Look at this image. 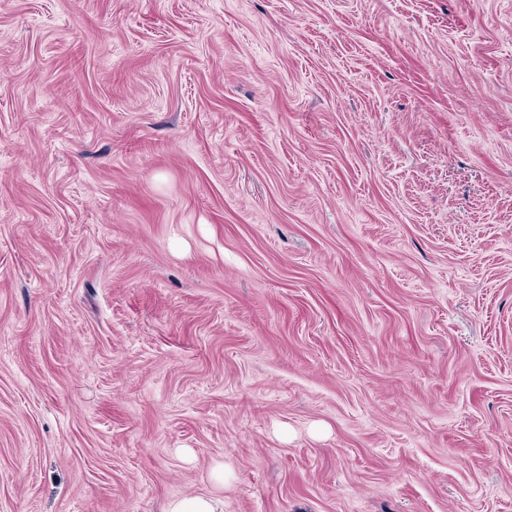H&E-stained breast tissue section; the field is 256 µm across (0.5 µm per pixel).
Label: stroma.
Here are the masks:
<instances>
[{
	"label": "stroma",
	"instance_id": "35a3bbf8",
	"mask_svg": "<svg viewBox=\"0 0 512 512\" xmlns=\"http://www.w3.org/2000/svg\"><path fill=\"white\" fill-rule=\"evenodd\" d=\"M512 512V0H0V512ZM168 512H217V503L206 496L184 497L173 500Z\"/></svg>",
	"mask_w": 512,
	"mask_h": 512
}]
</instances>
